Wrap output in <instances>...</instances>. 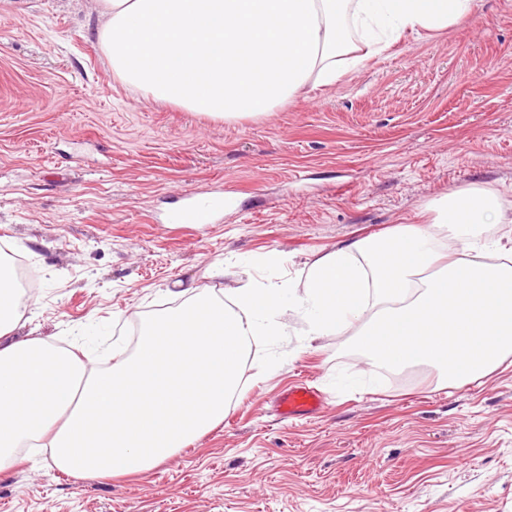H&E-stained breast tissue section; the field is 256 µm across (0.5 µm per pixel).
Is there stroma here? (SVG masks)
Listing matches in <instances>:
<instances>
[{
	"mask_svg": "<svg viewBox=\"0 0 512 512\" xmlns=\"http://www.w3.org/2000/svg\"><path fill=\"white\" fill-rule=\"evenodd\" d=\"M99 24L94 0H0V244L37 272L15 338L69 344L78 328L103 366L177 307L176 283L298 282L317 254L424 223L469 185L499 192L508 221L489 234L512 237V0H477L234 122L124 85ZM204 195L228 201L213 223H164ZM279 323L222 425L124 477L77 478L23 449L0 512H512V364L461 387L429 366L397 382L352 333L309 337L293 307ZM304 379L325 407L280 417Z\"/></svg>",
	"mask_w": 512,
	"mask_h": 512,
	"instance_id": "stroma-1",
	"label": "stroma"
}]
</instances>
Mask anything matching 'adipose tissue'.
<instances>
[{
	"label": "adipose tissue",
	"instance_id": "obj_1",
	"mask_svg": "<svg viewBox=\"0 0 512 512\" xmlns=\"http://www.w3.org/2000/svg\"><path fill=\"white\" fill-rule=\"evenodd\" d=\"M113 73L146 96L235 121L335 84L346 66L404 32L438 31L475 0H95ZM424 224L325 252L300 289L248 280L216 294L188 286L148 320L130 355L86 369L70 349L13 339L25 312L0 256V473L35 441L81 478L142 473L223 423L252 344L279 331L288 304L308 335L353 330L391 367L427 364L458 384L512 356V246L487 236L498 193L471 186L429 207ZM453 249H446V240Z\"/></svg>",
	"mask_w": 512,
	"mask_h": 512
}]
</instances>
